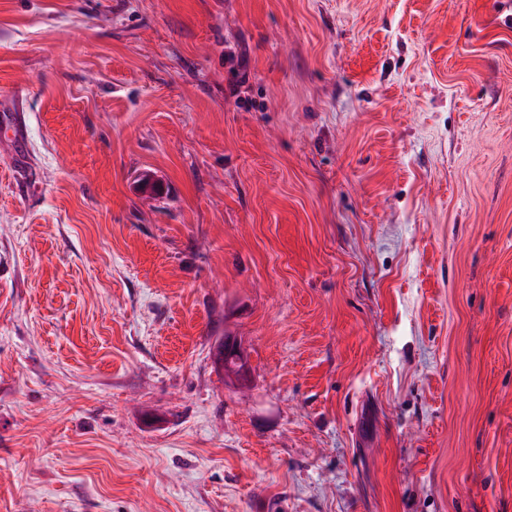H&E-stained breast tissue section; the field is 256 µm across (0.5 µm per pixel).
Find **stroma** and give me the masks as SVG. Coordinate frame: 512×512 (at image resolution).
<instances>
[{
    "mask_svg": "<svg viewBox=\"0 0 512 512\" xmlns=\"http://www.w3.org/2000/svg\"><path fill=\"white\" fill-rule=\"evenodd\" d=\"M498 9L0 0V512H512ZM224 342L225 352L231 355V359L234 361V365H230V367L236 369L230 372V375L237 377L240 383L247 381L244 376L246 361L240 343L233 336H225Z\"/></svg>",
    "mask_w": 512,
    "mask_h": 512,
    "instance_id": "35a3bbf8",
    "label": "stroma"
}]
</instances>
